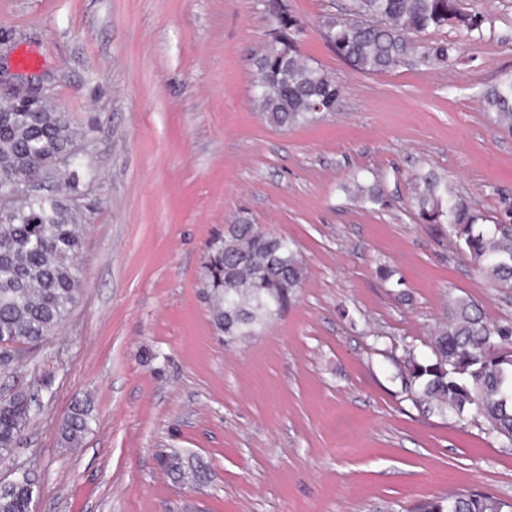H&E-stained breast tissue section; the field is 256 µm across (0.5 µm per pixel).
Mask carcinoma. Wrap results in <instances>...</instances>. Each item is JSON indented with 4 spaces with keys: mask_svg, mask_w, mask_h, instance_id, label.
Segmentation results:
<instances>
[{
    "mask_svg": "<svg viewBox=\"0 0 512 512\" xmlns=\"http://www.w3.org/2000/svg\"><path fill=\"white\" fill-rule=\"evenodd\" d=\"M266 21L276 31L257 61L261 90L253 100L270 125L288 129L314 123L339 107L343 86L334 74L305 58L300 42L304 22L294 13L267 5ZM485 19L466 12L461 0H349L341 12L324 20L336 55L367 74L387 72L405 60L449 68L461 53L459 42L434 43L430 30L453 24L471 35ZM485 108L495 127L512 134V77L487 89ZM82 133L62 112H0V344L9 351L38 346L69 315L79 291V254L83 215L72 198L18 196L22 180L76 189L83 159L69 168L54 161L73 151ZM411 204L420 221L446 225L444 235L496 284L512 288V197L499 204L491 224L448 177L432 168L412 175ZM363 208L385 205L377 184L357 178L347 187ZM206 294L212 321L232 346L255 335L288 309L305 277L303 260L286 236L262 231L246 218L211 239L205 257ZM429 352L405 350L401 377L413 402L442 417L468 412L489 432L512 446V322L494 324L470 299L455 298L438 319ZM38 390L0 398V456L11 455L29 419V402ZM90 404L77 401L63 417L60 434L75 448L91 428ZM167 471L194 485L203 466L180 453L166 457ZM37 479L0 489V512H31ZM415 512H512V503L489 492L458 490L425 498Z\"/></svg>",
    "mask_w": 512,
    "mask_h": 512,
    "instance_id": "cac0c4a2",
    "label": "carcinoma"
}]
</instances>
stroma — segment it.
<instances>
[{"label": "stroma", "instance_id": "35a3bbf8", "mask_svg": "<svg viewBox=\"0 0 512 512\" xmlns=\"http://www.w3.org/2000/svg\"><path fill=\"white\" fill-rule=\"evenodd\" d=\"M345 0H288L302 53L343 85L340 107L282 130L256 111L264 0H0V103L28 85L84 134L92 172L77 301L0 372V396L47 379L0 479L34 472L35 512H408L463 487L512 500V447L473 417L416 407L398 375L427 352L449 299L512 321L492 283L437 226L411 174L433 167L486 218L512 195V135L482 94L512 73V0H465L481 34L448 69L354 70L323 21ZM390 204L353 202L352 175ZM293 239L305 279L288 310L225 347L202 295L206 245L241 218ZM393 278L384 279V270ZM77 400L95 421L65 447ZM208 470L188 486L161 461Z\"/></svg>", "mask_w": 512, "mask_h": 512}]
</instances>
